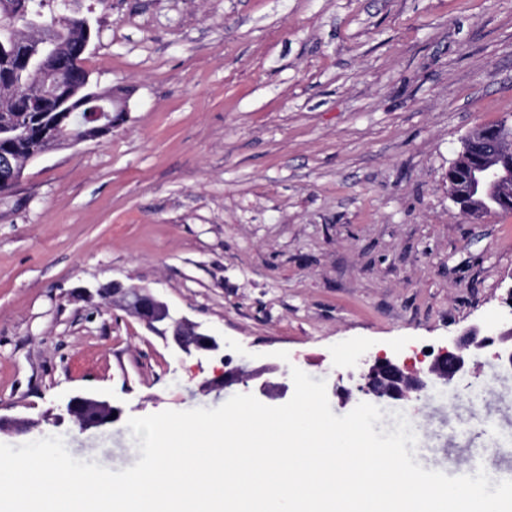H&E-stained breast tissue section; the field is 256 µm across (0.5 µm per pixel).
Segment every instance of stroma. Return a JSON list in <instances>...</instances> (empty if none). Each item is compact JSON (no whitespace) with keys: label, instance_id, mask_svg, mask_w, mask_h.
I'll return each instance as SVG.
<instances>
[{"label":"stroma","instance_id":"1","mask_svg":"<svg viewBox=\"0 0 512 512\" xmlns=\"http://www.w3.org/2000/svg\"><path fill=\"white\" fill-rule=\"evenodd\" d=\"M83 61L130 93L112 133L50 151L0 195V416L20 445L62 436L120 471L127 421L216 408L291 367L353 410L363 362L416 366L494 328L512 286V213L474 220L445 174L465 136L512 121V0H71ZM151 289L224 339L200 359L87 290ZM473 375L401 405L416 462L448 476L512 458V376ZM247 383L212 382L229 368ZM118 420L88 430L68 402ZM66 411L85 429L112 423L119 415L117 408L90 396H77L71 399ZM114 412H117V415H114Z\"/></svg>","mask_w":512,"mask_h":512}]
</instances>
